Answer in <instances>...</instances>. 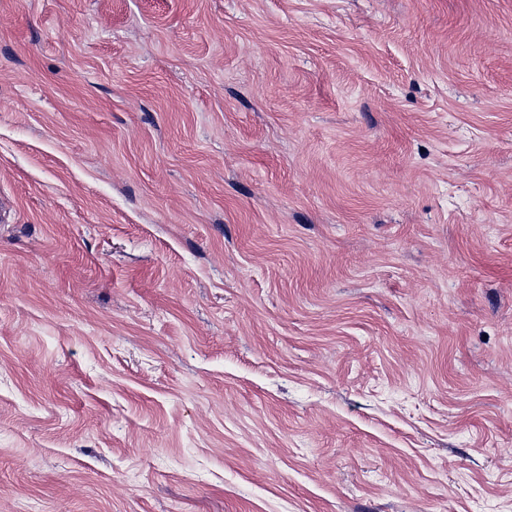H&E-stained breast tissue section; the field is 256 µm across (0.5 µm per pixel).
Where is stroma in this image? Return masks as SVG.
<instances>
[{
    "mask_svg": "<svg viewBox=\"0 0 512 512\" xmlns=\"http://www.w3.org/2000/svg\"><path fill=\"white\" fill-rule=\"evenodd\" d=\"M0 512H512V0H0Z\"/></svg>",
    "mask_w": 512,
    "mask_h": 512,
    "instance_id": "1",
    "label": "stroma"
}]
</instances>
